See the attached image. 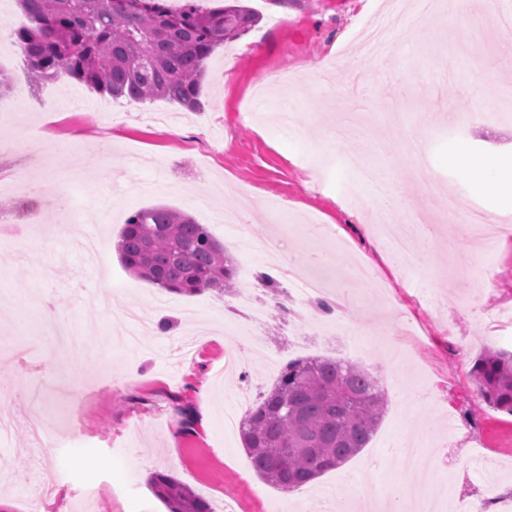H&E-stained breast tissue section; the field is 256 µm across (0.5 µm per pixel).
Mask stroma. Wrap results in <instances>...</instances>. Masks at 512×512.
Returning <instances> with one entry per match:
<instances>
[{
    "mask_svg": "<svg viewBox=\"0 0 512 512\" xmlns=\"http://www.w3.org/2000/svg\"><path fill=\"white\" fill-rule=\"evenodd\" d=\"M258 21L208 59L201 106L190 111L165 100L149 110L183 129L164 133L138 114L139 105L101 96L70 75L33 84L16 46L28 18L15 0H0V68L12 89L0 95V148L23 161L0 165V417L20 416L22 392L38 372L63 378L80 393L68 418L45 394L38 424L52 441L42 462L30 454L27 424L0 441V499L25 512V491L42 472L56 476L45 501L51 512H80L96 487L92 512H167L152 479L174 477L211 512H329L334 497L357 507L391 492L446 487L451 498L512 500V416L477 395L471 370L483 352L510 349L490 316L512 308V239L487 251L462 231L464 215L443 221L444 198L425 195L413 178L420 165L490 216H502L495 196L481 190L448 153H491L512 162V69L493 64L455 67L466 33L483 29L489 49L507 53L512 31L498 10L455 0L424 29L394 25L398 70L366 55L356 35L378 20L373 0H245ZM289 74L287 88L267 81ZM479 109L482 120L465 115ZM425 140L427 153L405 155L403 143ZM56 151L33 168L35 145ZM367 155L398 185L404 201L397 229H411L420 268L380 264L387 282L350 280L359 253L374 238L372 212L349 201L344 185L356 173L347 161ZM106 156L104 179L90 156ZM217 197L242 213L249 237L214 223L204 207ZM169 205L192 215L230 250L237 267L264 268L258 244L278 237L288 258L322 276L343 301L345 322L359 343L356 364L382 385L386 412L369 445L343 466L290 491L263 483L228 417L246 415L238 392L269 389L288 362L313 356L346 359V338L318 335L317 312L293 327L267 319L263 343L249 341L248 312L235 287L196 295L171 293L129 275L114 244L141 208ZM86 217L101 242L97 266L86 265L58 227L67 206ZM40 245L39 260L21 248ZM45 293L69 313L68 328L86 337L88 352L64 359L33 321L32 296ZM136 304L146 328L112 330L110 308ZM139 378L123 382L129 361ZM418 407H410L409 397Z\"/></svg>",
    "mask_w": 512,
    "mask_h": 512,
    "instance_id": "stroma-1",
    "label": "stroma"
}]
</instances>
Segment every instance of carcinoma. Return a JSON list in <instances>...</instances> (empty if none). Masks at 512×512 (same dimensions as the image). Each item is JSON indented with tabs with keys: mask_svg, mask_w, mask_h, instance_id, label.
I'll list each match as a JSON object with an SVG mask.
<instances>
[{
	"mask_svg": "<svg viewBox=\"0 0 512 512\" xmlns=\"http://www.w3.org/2000/svg\"><path fill=\"white\" fill-rule=\"evenodd\" d=\"M19 0L31 26L16 33L40 84L60 72L114 99H162L194 111L213 52L255 23L251 9L226 4L201 11L185 0ZM135 277L169 292L221 291L236 267L224 245L183 211L153 205L132 214L116 244ZM477 394L512 415V351L481 354L471 370ZM377 379L363 367L326 357L291 361L242 420L240 438L266 484L307 485L367 447L386 412ZM169 512H211L172 477L153 480Z\"/></svg>",
	"mask_w": 512,
	"mask_h": 512,
	"instance_id": "cac0c4a2",
	"label": "carcinoma"
}]
</instances>
